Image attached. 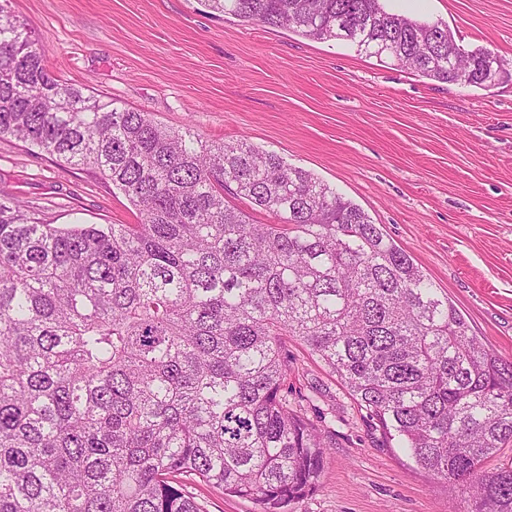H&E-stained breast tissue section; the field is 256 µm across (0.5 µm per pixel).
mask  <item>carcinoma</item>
Instances as JSON below:
<instances>
[{"instance_id": "carcinoma-1", "label": "carcinoma", "mask_w": 512, "mask_h": 512, "mask_svg": "<svg viewBox=\"0 0 512 512\" xmlns=\"http://www.w3.org/2000/svg\"><path fill=\"white\" fill-rule=\"evenodd\" d=\"M345 40L439 83L504 60L380 0H206ZM120 190L139 224L45 222L0 191V512H203L192 480L259 512L319 486L336 442L289 390L288 340L336 376L466 512H512V359L357 204L246 140L211 143L48 70L0 4V137ZM275 218L254 224L224 203Z\"/></svg>"}]
</instances>
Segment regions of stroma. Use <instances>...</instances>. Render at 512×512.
<instances>
[{
    "mask_svg": "<svg viewBox=\"0 0 512 512\" xmlns=\"http://www.w3.org/2000/svg\"><path fill=\"white\" fill-rule=\"evenodd\" d=\"M47 68L211 142L240 138L314 173L411 255L489 349L512 357V0H384L505 61L483 89L438 83L342 40L212 15L204 0H10ZM0 187L55 225L135 224L111 183L0 138ZM290 384L336 446L292 512H464L466 489L387 445L299 344Z\"/></svg>",
    "mask_w": 512,
    "mask_h": 512,
    "instance_id": "35a3bbf8",
    "label": "stroma"
}]
</instances>
